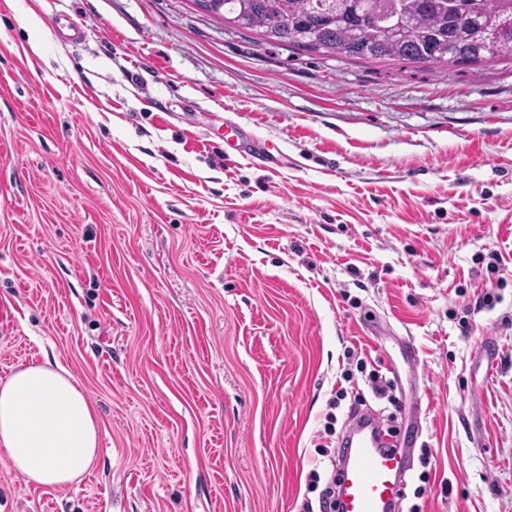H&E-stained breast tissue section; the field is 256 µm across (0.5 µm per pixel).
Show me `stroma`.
<instances>
[{
    "label": "stroma",
    "instance_id": "1",
    "mask_svg": "<svg viewBox=\"0 0 512 512\" xmlns=\"http://www.w3.org/2000/svg\"><path fill=\"white\" fill-rule=\"evenodd\" d=\"M49 355L95 466L42 488L0 453V512H301L358 399L422 408L403 512H512V63L0 0V380Z\"/></svg>",
    "mask_w": 512,
    "mask_h": 512
}]
</instances>
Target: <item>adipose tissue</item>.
I'll return each instance as SVG.
<instances>
[{
    "instance_id": "obj_1",
    "label": "adipose tissue",
    "mask_w": 512,
    "mask_h": 512,
    "mask_svg": "<svg viewBox=\"0 0 512 512\" xmlns=\"http://www.w3.org/2000/svg\"><path fill=\"white\" fill-rule=\"evenodd\" d=\"M98 444L95 410L67 368L48 361L0 382V451L28 483L74 485L93 465Z\"/></svg>"
}]
</instances>
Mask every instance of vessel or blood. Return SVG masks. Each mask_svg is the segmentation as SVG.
I'll use <instances>...</instances> for the list:
<instances>
[{"mask_svg": "<svg viewBox=\"0 0 512 512\" xmlns=\"http://www.w3.org/2000/svg\"><path fill=\"white\" fill-rule=\"evenodd\" d=\"M355 424L358 436L338 468V512H400L405 451L415 445V437L395 445L383 426L368 413L358 415Z\"/></svg>", "mask_w": 512, "mask_h": 512, "instance_id": "b4317fda", "label": "vessel or blood"}]
</instances>
